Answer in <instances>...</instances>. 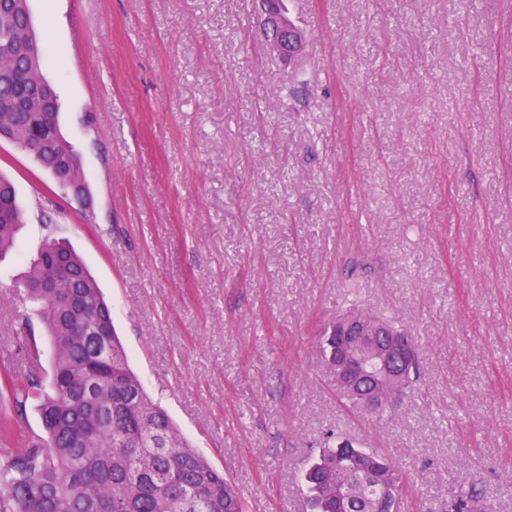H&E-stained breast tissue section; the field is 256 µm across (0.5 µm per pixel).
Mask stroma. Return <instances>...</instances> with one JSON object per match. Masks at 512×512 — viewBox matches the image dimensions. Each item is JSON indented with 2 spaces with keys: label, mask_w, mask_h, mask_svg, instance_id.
<instances>
[{
  "label": "stroma",
  "mask_w": 512,
  "mask_h": 512,
  "mask_svg": "<svg viewBox=\"0 0 512 512\" xmlns=\"http://www.w3.org/2000/svg\"><path fill=\"white\" fill-rule=\"evenodd\" d=\"M29 10L91 204L0 140L26 214L0 259V389L51 375L17 285L63 237L146 392L245 512H306L329 429L404 468L397 512H448L465 466L476 512H512V0H292L289 60L256 0ZM352 302L421 367L380 418L341 403L320 348Z\"/></svg>",
  "instance_id": "obj_1"
}]
</instances>
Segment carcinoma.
I'll return each mask as SVG.
<instances>
[{"mask_svg": "<svg viewBox=\"0 0 512 512\" xmlns=\"http://www.w3.org/2000/svg\"><path fill=\"white\" fill-rule=\"evenodd\" d=\"M27 0H0V48L11 34L14 77L0 80V133L34 154L47 172L65 169L86 182L71 145H59L52 116L18 112L36 69L28 58L23 12ZM24 215L12 182L0 174V255L13 249ZM68 274L58 277L53 261ZM54 281L52 293L39 288ZM23 291L45 325L53 348L49 385L35 379L14 393L17 415L37 402L44 435L0 457V512H245L224 471L183 439L167 413L147 395L129 365L104 296L81 257L66 243L47 239L31 262ZM337 321L322 331L328 363L336 357ZM310 512H377L388 486L403 491L400 468L374 450L336 441L330 430L304 475ZM477 483L453 491L448 512H474Z\"/></svg>", "mask_w": 512, "mask_h": 512, "instance_id": "carcinoma-1", "label": "carcinoma"}]
</instances>
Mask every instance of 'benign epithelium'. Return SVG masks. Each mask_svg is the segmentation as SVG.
Segmentation results:
<instances>
[{"label":"benign epithelium","instance_id":"obj_1","mask_svg":"<svg viewBox=\"0 0 512 512\" xmlns=\"http://www.w3.org/2000/svg\"><path fill=\"white\" fill-rule=\"evenodd\" d=\"M261 27L271 48L288 55L298 51L301 42L299 31L285 27L268 2L262 10ZM32 101L44 112L54 108L56 95L46 80L37 83ZM342 324L343 335L337 338L336 343V382L347 391L361 395L367 410L378 414L387 403L402 394L411 345L405 334L372 331L366 328L362 319L345 316ZM366 358L380 363L381 374H365Z\"/></svg>","mask_w":512,"mask_h":512}]
</instances>
